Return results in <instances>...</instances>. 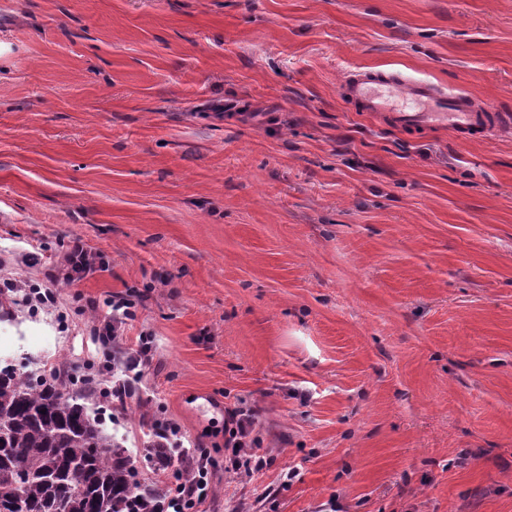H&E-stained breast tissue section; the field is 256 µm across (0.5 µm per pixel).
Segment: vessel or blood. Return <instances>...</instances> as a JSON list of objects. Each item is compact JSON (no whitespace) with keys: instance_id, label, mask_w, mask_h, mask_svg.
Here are the masks:
<instances>
[{"instance_id":"obj_1","label":"vessel or blood","mask_w":512,"mask_h":512,"mask_svg":"<svg viewBox=\"0 0 512 512\" xmlns=\"http://www.w3.org/2000/svg\"><path fill=\"white\" fill-rule=\"evenodd\" d=\"M344 91L361 111L387 117L404 130L440 128L461 136L490 133L512 122L511 115L475 106L463 90L444 89L410 75L353 72L344 82Z\"/></svg>"}]
</instances>
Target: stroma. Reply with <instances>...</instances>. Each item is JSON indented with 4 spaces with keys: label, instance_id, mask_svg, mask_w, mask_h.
<instances>
[{
    "label": "stroma",
    "instance_id": "1",
    "mask_svg": "<svg viewBox=\"0 0 512 512\" xmlns=\"http://www.w3.org/2000/svg\"><path fill=\"white\" fill-rule=\"evenodd\" d=\"M355 70L512 113V0H0V280L92 256L0 335L108 387L137 295L134 395L76 391L149 484L157 422L220 459L254 412L202 512H512V130L392 127ZM89 265L87 244L81 237L72 238L67 244L64 262L60 266L50 269L45 274L43 283L27 286L29 289L22 298L23 304L32 312L55 307L57 296L55 289L52 288L61 281L71 287H77L82 279V274ZM136 303L130 298L125 296H113L112 298V326L109 324L103 327L94 325L92 333L94 336H106L107 343L112 345V341L115 342L116 332L115 326L113 325L114 319H131L135 316ZM114 335V336H112ZM232 427L225 426V432L228 431L229 439L225 442L226 450L231 448V453L224 456V470H232L235 472H244L246 474L253 473L262 467L261 458H254L248 450V438L252 434L254 428V420L250 413L231 412ZM234 425V426H233ZM238 445V448H235ZM244 452L251 454L250 457L242 455ZM252 457V458H251Z\"/></svg>",
    "mask_w": 512,
    "mask_h": 512
}]
</instances>
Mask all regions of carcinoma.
I'll use <instances>...</instances> for the list:
<instances>
[{
  "label": "carcinoma",
  "mask_w": 512,
  "mask_h": 512,
  "mask_svg": "<svg viewBox=\"0 0 512 512\" xmlns=\"http://www.w3.org/2000/svg\"><path fill=\"white\" fill-rule=\"evenodd\" d=\"M60 368L0 366V506L18 512H159L165 490L78 403Z\"/></svg>",
  "instance_id": "cac0c4a2"
}]
</instances>
